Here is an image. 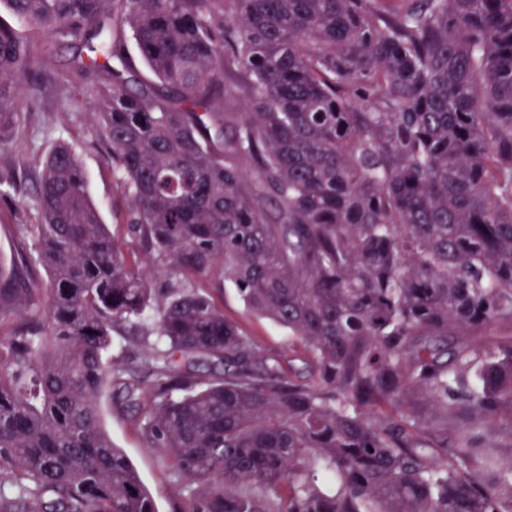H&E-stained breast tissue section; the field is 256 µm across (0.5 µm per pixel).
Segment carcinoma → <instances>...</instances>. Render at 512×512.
<instances>
[{
  "mask_svg": "<svg viewBox=\"0 0 512 512\" xmlns=\"http://www.w3.org/2000/svg\"><path fill=\"white\" fill-rule=\"evenodd\" d=\"M0 145L40 37L86 41L96 135L161 287L117 247L74 148L23 224L49 287L0 280V512H157L103 426L114 385L183 512H512V0H6ZM132 41L163 92L132 91ZM236 77L234 90L224 76ZM246 111L228 109L230 95ZM288 328L262 354L194 279ZM152 314L146 341L139 325ZM126 366L109 357L113 336ZM202 359L224 377L200 380ZM423 394L444 419L412 414Z\"/></svg>",
  "mask_w": 512,
  "mask_h": 512,
  "instance_id": "cac0c4a2",
  "label": "carcinoma"
}]
</instances>
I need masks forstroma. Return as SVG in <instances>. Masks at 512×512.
<instances>
[{"instance_id": "1", "label": "stroma", "mask_w": 512, "mask_h": 512, "mask_svg": "<svg viewBox=\"0 0 512 512\" xmlns=\"http://www.w3.org/2000/svg\"><path fill=\"white\" fill-rule=\"evenodd\" d=\"M43 46L38 65L42 73L73 75L86 55L85 49L70 41L49 39ZM89 108L88 101L74 98L70 88L59 84L21 99L19 121L25 136L0 149V268L4 271L16 269L25 250L17 225L36 221L30 199L34 191L33 167L61 143L75 149L87 174L89 197L118 246L127 256L145 259L142 245L128 231L126 201L107 162L109 147L95 136ZM197 284L263 353L290 362L297 376L306 375L304 348L287 328L249 312L236 289L220 275H208L198 279ZM120 403L118 390H106L101 396L107 432L132 462L154 497L158 512H179L185 500L173 481L168 457L160 449L149 447Z\"/></svg>"}]
</instances>
